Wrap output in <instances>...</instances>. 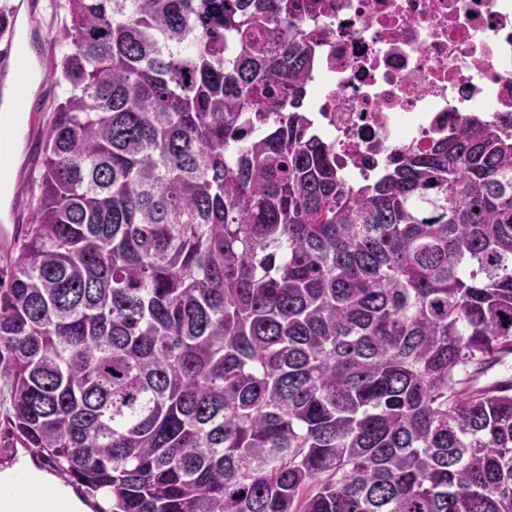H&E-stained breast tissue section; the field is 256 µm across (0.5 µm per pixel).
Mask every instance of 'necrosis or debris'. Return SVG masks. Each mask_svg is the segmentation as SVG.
Masks as SVG:
<instances>
[{
	"label": "necrosis or debris",
	"instance_id": "4bbe7bcc",
	"mask_svg": "<svg viewBox=\"0 0 512 512\" xmlns=\"http://www.w3.org/2000/svg\"><path fill=\"white\" fill-rule=\"evenodd\" d=\"M305 108L357 184L477 114L512 112V0H328Z\"/></svg>",
	"mask_w": 512,
	"mask_h": 512
}]
</instances>
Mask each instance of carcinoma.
Returning a JSON list of instances; mask_svg holds the SVG:
<instances>
[{
	"label": "carcinoma",
	"instance_id": "cac0c4a2",
	"mask_svg": "<svg viewBox=\"0 0 512 512\" xmlns=\"http://www.w3.org/2000/svg\"><path fill=\"white\" fill-rule=\"evenodd\" d=\"M0 274L9 434L97 512H512V116L356 185L326 0H66Z\"/></svg>",
	"mask_w": 512,
	"mask_h": 512
}]
</instances>
